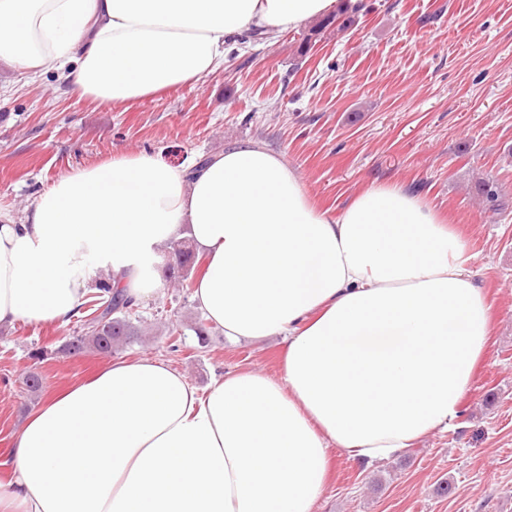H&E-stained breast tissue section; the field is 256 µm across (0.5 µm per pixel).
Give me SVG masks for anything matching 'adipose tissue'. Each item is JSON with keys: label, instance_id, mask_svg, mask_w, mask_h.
I'll use <instances>...</instances> for the list:
<instances>
[{"label": "adipose tissue", "instance_id": "obj_1", "mask_svg": "<svg viewBox=\"0 0 512 512\" xmlns=\"http://www.w3.org/2000/svg\"><path fill=\"white\" fill-rule=\"evenodd\" d=\"M338 0H0V66L121 106L218 68L243 33ZM232 342L282 338L279 375L198 390L161 358L115 359L47 397L13 441L0 512H314L330 448L370 465L453 427L490 336L468 244L406 186L319 209L260 142L175 168L146 151L74 170L22 219L0 208V324H62L104 275L157 296L172 242Z\"/></svg>", "mask_w": 512, "mask_h": 512}]
</instances>
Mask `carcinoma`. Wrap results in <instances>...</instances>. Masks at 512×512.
<instances>
[{
	"instance_id": "carcinoma-1",
	"label": "carcinoma",
	"mask_w": 512,
	"mask_h": 512,
	"mask_svg": "<svg viewBox=\"0 0 512 512\" xmlns=\"http://www.w3.org/2000/svg\"><path fill=\"white\" fill-rule=\"evenodd\" d=\"M478 193L488 202V210L492 215H498L506 209V202L499 199L498 192L492 189L489 182H480ZM171 252L176 259L177 272L170 275L169 279L182 289L191 288V276L198 264V257L184 241L172 244ZM87 304L92 307V312L83 320V334L75 338L73 346L66 349V353L76 355L93 349L110 355L140 335L141 329L132 318L136 313V305L121 292L112 290L108 283H100L98 291L90 296Z\"/></svg>"
}]
</instances>
